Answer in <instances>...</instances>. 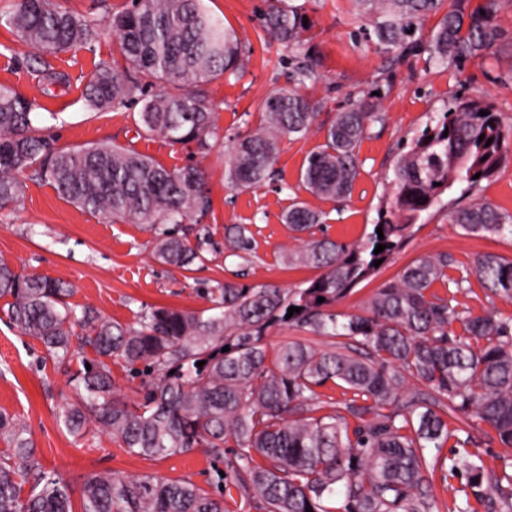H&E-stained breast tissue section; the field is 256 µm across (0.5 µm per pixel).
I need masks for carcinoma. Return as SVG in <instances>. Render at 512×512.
<instances>
[{"instance_id":"cac0c4a2","label":"carcinoma","mask_w":512,"mask_h":512,"mask_svg":"<svg viewBox=\"0 0 512 512\" xmlns=\"http://www.w3.org/2000/svg\"><path fill=\"white\" fill-rule=\"evenodd\" d=\"M369 36L391 61L401 59L431 15L441 18L424 43L429 62L459 67L485 60L501 40L500 0H355ZM302 7L266 0L261 26L284 49L297 53L305 30ZM0 25L29 49L46 86L66 87L46 57L92 49L108 29L125 65L98 62L87 76L85 101L96 113L139 106L138 134L173 144H193L204 157L222 145L205 86L242 75L247 57L238 33L214 17L205 0H133L100 19L77 15L61 0H13L0 9ZM412 33H407V30ZM314 75L305 54L295 68L302 84ZM161 87L150 93L148 88ZM40 105L0 84V210L24 192L25 180L50 184L86 213L110 222L140 224L153 236L154 259L188 270L214 251L202 221L213 211L204 172L196 164L169 170L151 157L103 141L87 147H54L37 125ZM322 104L295 90L277 89L259 104V122L225 146L224 182L245 191L270 178L285 136L303 137ZM486 115H480V111ZM381 104L363 98L336 114L325 142L307 157L301 175L313 196L336 200L351 194L359 175L356 149L376 123ZM512 149L506 127L479 98L456 97L433 126L405 146L392 167L391 195L365 240L343 244L317 237L322 214L304 203L282 215L301 245L280 252L284 265L319 274L294 291L232 281L205 290L208 312L143 306L133 324L69 302L72 287L17 272L0 260V313L39 341L60 363L78 361L73 396L57 417L79 439L105 433L131 454L164 458L203 448L224 464L215 490L157 476L100 473L87 478L80 512H228L237 493L258 512H436L431 476L437 469L468 476L465 500L448 512H512V319L475 315L454 305L469 276L448 275L452 258L425 255L378 288L363 312L333 309L373 277L374 261H388L410 236L419 214L456 183L477 188L492 179ZM472 236L512 234V216L474 199L451 215ZM199 226L191 243L180 228ZM383 236H378L377 227ZM384 251L376 254L378 244ZM232 256L252 250L244 224L227 229ZM491 296L512 298V261L495 254L471 270ZM448 288L440 296L436 283ZM323 297L325 301L317 302ZM300 312L287 317L288 308ZM460 328H455V325ZM282 326L320 338H344L341 350L289 342L274 356L265 339ZM229 351H222L223 347ZM142 377L143 395L128 402L114 395L113 362ZM202 361L204 365L196 366ZM91 369H86V366ZM333 382L343 399L323 400L318 388ZM469 429L485 423L505 448L488 467L477 453L448 459V419ZM0 512H74L70 489L42 469L24 423L0 412ZM233 448L230 457L224 449ZM33 481L29 493L24 486Z\"/></svg>"}]
</instances>
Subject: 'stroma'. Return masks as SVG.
<instances>
[{"label": "stroma", "instance_id": "35a3bbf8", "mask_svg": "<svg viewBox=\"0 0 512 512\" xmlns=\"http://www.w3.org/2000/svg\"><path fill=\"white\" fill-rule=\"evenodd\" d=\"M302 6L308 26L303 47L316 63L315 79L295 85L296 58L259 28L263 0H209L211 12L223 18L246 40L250 60L242 77L208 85L207 101L214 112L219 136L246 131L258 120L257 106L271 91L299 87L323 101L317 129L305 137L283 138L274 164L275 175L263 185L243 192L224 183V154L214 151L199 158L190 145L141 137L129 110L96 114L84 101L85 77L95 63L118 58L111 33H104L93 50L79 49L49 63L64 73L69 84L49 96L41 76L30 68L5 27L0 26V84L56 112L46 131L60 147H83L100 141L134 148L169 169L200 163L208 178L213 212L207 218L217 246L208 260L191 270L159 264L152 257V236L142 226L110 223L91 216L61 198L47 184L28 183L18 207L0 215V259L23 273L60 279L75 290L72 302L88 305L101 315L132 323L144 305L173 306L201 311L209 303L204 289L224 281L247 285H276L294 289L314 277L305 268H288L280 250L293 246L294 234L282 216L296 202L323 214L322 233L352 244L364 239L377 219V210L391 193L392 164L406 142L444 111L455 97L482 98L493 103L503 124L512 125V0H503L496 22L503 33L485 61H469L444 69L429 64L417 52L387 64L384 55L368 42L365 23L354 0H294ZM379 91L384 123L371 127L357 149L360 175L348 198L324 200L302 184L307 156L324 142L322 128L337 112L363 94ZM480 195L512 215V158L476 193L457 185L446 191L439 205L423 213L411 237L372 280L361 283L336 305L337 312L361 313L368 298L385 282L395 279L414 260L445 253L453 260L450 276L458 277L486 253L512 260V236H471L450 221L451 213ZM248 225L254 251L248 259L224 253L225 230ZM69 376L44 346L0 320V410L16 415L28 428L45 470L59 474L80 500L83 485L95 473L151 474L181 479L208 487L213 461L194 449L161 459L128 453L109 436L98 433L73 438L55 416L56 406L69 395Z\"/></svg>", "mask_w": 512, "mask_h": 512}]
</instances>
